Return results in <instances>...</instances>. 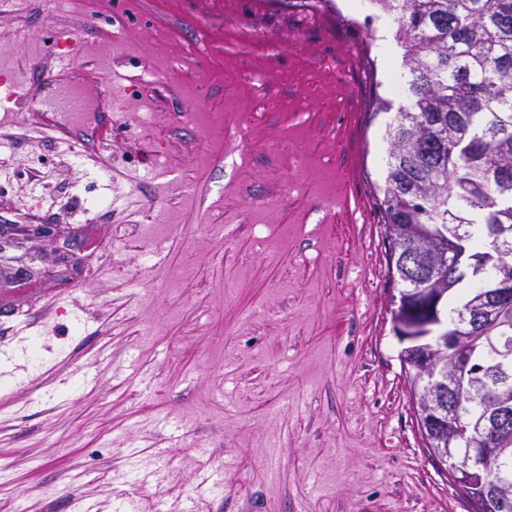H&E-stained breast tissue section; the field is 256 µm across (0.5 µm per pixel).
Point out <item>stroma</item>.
<instances>
[{
	"label": "stroma",
	"instance_id": "35a3bbf8",
	"mask_svg": "<svg viewBox=\"0 0 512 512\" xmlns=\"http://www.w3.org/2000/svg\"><path fill=\"white\" fill-rule=\"evenodd\" d=\"M368 0H0V61L86 68L106 165L0 111V512H473L420 432L379 204L396 100ZM81 224L80 263L64 231ZM39 337V361L25 351Z\"/></svg>",
	"mask_w": 512,
	"mask_h": 512
}]
</instances>
